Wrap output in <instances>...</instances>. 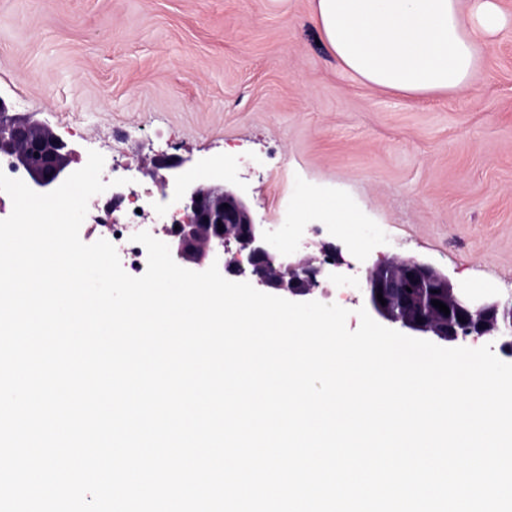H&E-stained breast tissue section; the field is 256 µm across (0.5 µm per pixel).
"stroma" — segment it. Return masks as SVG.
Here are the masks:
<instances>
[{
  "mask_svg": "<svg viewBox=\"0 0 512 512\" xmlns=\"http://www.w3.org/2000/svg\"><path fill=\"white\" fill-rule=\"evenodd\" d=\"M315 0H0V100L128 189L169 202L145 159L226 170L296 255L339 250L356 330L384 257L423 261L465 293L512 301V26L471 90L407 95L345 69ZM317 222L321 236L307 235Z\"/></svg>",
  "mask_w": 512,
  "mask_h": 512,
  "instance_id": "35a3bbf8",
  "label": "stroma"
}]
</instances>
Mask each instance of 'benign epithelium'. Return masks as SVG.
Instances as JSON below:
<instances>
[{
    "instance_id": "obj_1",
    "label": "benign epithelium",
    "mask_w": 512,
    "mask_h": 512,
    "mask_svg": "<svg viewBox=\"0 0 512 512\" xmlns=\"http://www.w3.org/2000/svg\"><path fill=\"white\" fill-rule=\"evenodd\" d=\"M0 156L22 170L26 184L37 193H49L70 175L77 157L74 147L49 127L9 113L0 100ZM186 160L153 157L152 168L168 175L160 180L182 205L178 228L165 232L166 243L177 261L197 269L217 264L219 272L242 277L273 294L308 302L322 281L339 265L338 250L326 245L321 255L294 259L274 244L255 221L243 196L226 187L225 179L211 175L195 181L183 177ZM223 231H218V225ZM417 293L410 295L408 289ZM362 299L378 321L415 336H427L450 345L468 338L494 336L502 347L512 346V303L460 293L451 281L427 263L414 259L378 261L366 269L360 287ZM386 304H381L377 293ZM444 303L446 315L432 301Z\"/></svg>"
}]
</instances>
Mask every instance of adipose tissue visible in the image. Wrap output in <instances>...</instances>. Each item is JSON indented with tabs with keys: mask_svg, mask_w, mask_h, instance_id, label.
Wrapping results in <instances>:
<instances>
[{
	"mask_svg": "<svg viewBox=\"0 0 512 512\" xmlns=\"http://www.w3.org/2000/svg\"><path fill=\"white\" fill-rule=\"evenodd\" d=\"M315 22L346 69L420 94L468 90L488 38L512 14L497 0H316Z\"/></svg>",
	"mask_w": 512,
	"mask_h": 512,
	"instance_id": "1",
	"label": "adipose tissue"
}]
</instances>
